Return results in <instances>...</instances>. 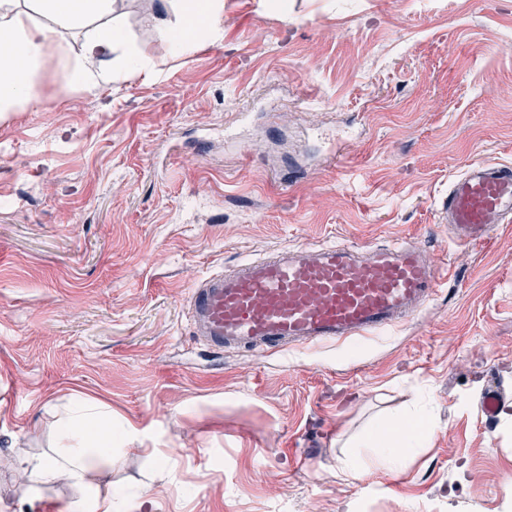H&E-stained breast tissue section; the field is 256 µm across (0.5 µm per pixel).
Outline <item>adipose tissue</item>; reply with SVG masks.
Wrapping results in <instances>:
<instances>
[{"instance_id":"ef3b65f1","label":"adipose tissue","mask_w":512,"mask_h":512,"mask_svg":"<svg viewBox=\"0 0 512 512\" xmlns=\"http://www.w3.org/2000/svg\"><path fill=\"white\" fill-rule=\"evenodd\" d=\"M22 0H0V112H11L31 101L35 67L50 50H61V29L87 28L82 58L69 69L71 82L92 91L111 82L114 70L104 68V56L118 52L122 69L145 73L149 64L130 45L123 28L112 18L113 0H33L46 18L42 24H28ZM224 0H182L181 18L166 33L174 48L182 50L198 37L222 38ZM433 430L430 415L422 409L375 422L357 440V448L342 460L343 472L359 477L364 466L359 449L372 451L373 464L384 471L398 469L416 449L426 447ZM58 435L66 451L58 457L22 458L18 466L29 477L31 491L68 480L82 487L100 468L104 452L113 444L134 441L143 436L132 421L113 423L110 414L96 402L79 398L71 403L59 423Z\"/></svg>"}]
</instances>
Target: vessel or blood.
<instances>
[{
	"mask_svg": "<svg viewBox=\"0 0 512 512\" xmlns=\"http://www.w3.org/2000/svg\"><path fill=\"white\" fill-rule=\"evenodd\" d=\"M440 217L449 239L485 243L493 225L512 222V166L471 164L450 182ZM447 279L415 242L284 246L203 278L188 310L194 336L212 350L285 352L382 334L425 308Z\"/></svg>",
	"mask_w": 512,
	"mask_h": 512,
	"instance_id": "obj_1",
	"label": "vessel or blood"
}]
</instances>
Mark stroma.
Returning a JSON list of instances; mask_svg holds the SVG:
<instances>
[{"instance_id": "obj_1", "label": "stroma", "mask_w": 512, "mask_h": 512, "mask_svg": "<svg viewBox=\"0 0 512 512\" xmlns=\"http://www.w3.org/2000/svg\"><path fill=\"white\" fill-rule=\"evenodd\" d=\"M157 3L113 14L150 74L88 93L52 53L0 114V512L79 495L28 505L16 466L58 451L78 396L144 431L91 489L142 512H506L512 426L477 406L512 404V227L454 244L437 203L468 165H512V0H224L223 40L180 53ZM408 238L458 278L382 339L258 355L191 334L213 272ZM416 401L428 447L341 472L349 438Z\"/></svg>"}]
</instances>
